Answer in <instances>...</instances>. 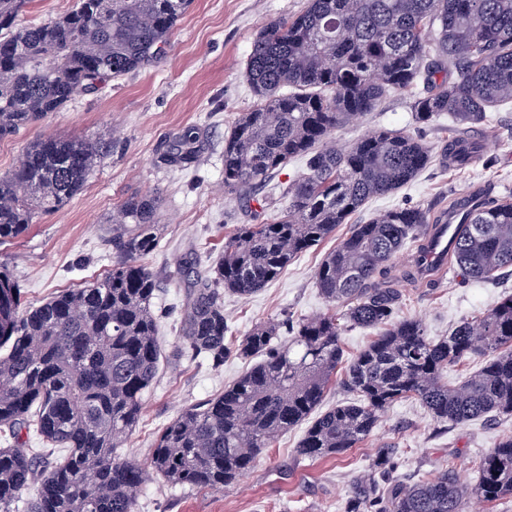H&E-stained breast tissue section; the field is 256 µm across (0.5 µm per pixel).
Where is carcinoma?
Returning a JSON list of instances; mask_svg holds the SVG:
<instances>
[{
    "mask_svg": "<svg viewBox=\"0 0 512 512\" xmlns=\"http://www.w3.org/2000/svg\"><path fill=\"white\" fill-rule=\"evenodd\" d=\"M30 2L0 0V139L160 58L191 0H77L62 17L24 26L19 17ZM245 78L257 103L224 140V188L246 195L292 160L304 166L283 189L284 211L238 225L215 264L196 273L181 318L184 349L215 366L232 352L257 362L167 424L152 448L153 472L172 485L222 491L289 429L307 424L300 455L338 457L405 399L440 426L512 416V296L439 338L421 319L399 316L391 260L413 242L419 258L403 276L430 271L420 237L440 215L398 207L352 225L314 272L327 310L258 324L233 348L221 302L223 289L241 298L261 291L366 202L399 190L431 162L473 159L476 146L462 137L430 145L374 129L339 149L332 134L396 92L409 94L416 120L446 115L458 126L512 103V0H307L258 33ZM195 140V129L184 130L168 162L191 164ZM106 148L77 138L29 143L19 165L0 176V241L64 207ZM485 191L451 253L467 283L512 268V199ZM160 205L158 192L126 200L112 229L111 272L39 305L21 308V288L0 266V512H16L35 481L28 512H136L146 470L114 449L136 427L162 361L156 281L145 263L159 246ZM356 327L376 336L345 360L341 338ZM470 359L481 361L476 372L448 384V368ZM338 382L354 399L314 414ZM25 436L62 451L42 476L39 458L18 448ZM505 496L512 436L480 458L470 487L448 463L383 489L375 480L345 512H465L471 499Z\"/></svg>",
    "mask_w": 512,
    "mask_h": 512,
    "instance_id": "cac0c4a2",
    "label": "carcinoma"
}]
</instances>
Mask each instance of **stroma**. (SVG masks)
Here are the masks:
<instances>
[{
  "label": "stroma",
  "instance_id": "obj_1",
  "mask_svg": "<svg viewBox=\"0 0 512 512\" xmlns=\"http://www.w3.org/2000/svg\"><path fill=\"white\" fill-rule=\"evenodd\" d=\"M306 0H193L170 37L158 63L80 94L59 112L0 139V174L14 168L33 140L52 136L105 141L107 155L95 164L82 191L62 209L38 215L28 232L0 244L5 266L34 306L54 293L79 288L112 268V218L127 199L161 192L158 248L146 263L156 283L153 304L160 317L159 338L165 355L144 403L139 423L117 448L119 457L147 462L156 437L186 407L223 391L247 367L232 356L223 366L185 353L180 317L193 274L189 261L207 266L224 248V235L235 225L253 223L262 210L273 215L288 200L280 189L302 169L293 161L256 191L251 207L224 189V139L239 113L255 103L244 69L257 32L270 21L300 12ZM198 132L196 156L185 169L164 163L169 145L182 130ZM386 128L418 136L429 144L463 136L481 146L465 168L431 163L395 193L371 200L350 224L300 254L277 279L243 299L224 293V314L233 337L256 323L310 316L326 305L313 279L323 256L374 214L401 206L432 212L448 207L469 190L494 185L497 195L512 197V106H501L485 122L455 125L448 117L416 123L410 98L394 93L369 113L337 129L338 144L353 143L365 132ZM405 304L402 313L423 319L428 335H447L460 320L480 314L512 295V274L486 284H465L456 266L439 274L430 288L395 281ZM297 426L283 434L236 483L215 492L172 485L149 475L137 497L136 512H344L356 480L375 474L381 481H409L453 461L462 483L476 479V463L500 439L512 435V417L488 416L435 430L426 410L414 400L395 404L372 435L343 456L311 460L298 455L304 434ZM389 460L379 465V452Z\"/></svg>",
  "mask_w": 512,
  "mask_h": 512
}]
</instances>
